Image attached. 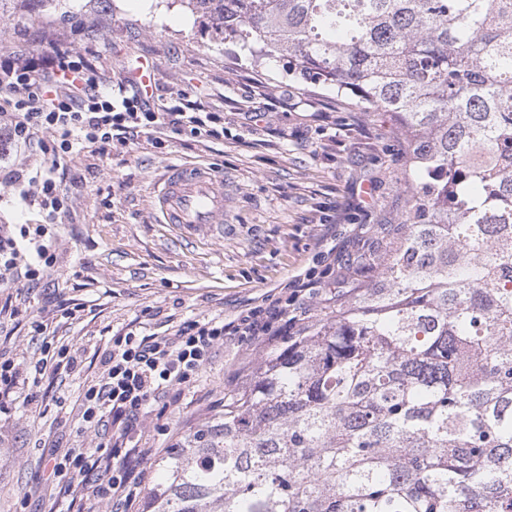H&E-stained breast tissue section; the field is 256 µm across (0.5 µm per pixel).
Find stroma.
<instances>
[{
    "instance_id": "1",
    "label": "stroma",
    "mask_w": 512,
    "mask_h": 512,
    "mask_svg": "<svg viewBox=\"0 0 512 512\" xmlns=\"http://www.w3.org/2000/svg\"><path fill=\"white\" fill-rule=\"evenodd\" d=\"M48 28L93 60L110 85L139 59L151 60L154 94L184 92L223 113L224 137L141 135L121 153L93 148L68 159L73 204L54 229L58 263L49 285L12 299L19 314L0 320V356L20 364L40 358L48 335L82 363L43 380L57 405L18 393L0 418V512H64L44 457L94 444V431L78 426L81 395L101 379L113 336L131 328L165 336L202 317L232 320L273 306L313 268L330 271L306 301L309 319L323 317L336 308L333 279L355 280L356 257L405 210L406 147L393 120L289 75L286 59L254 66L239 46L214 40L180 0H62L36 21L9 12L0 19V59L38 54ZM182 163L223 174V234L155 223L150 186ZM260 356L230 339L216 346L199 382L149 405L141 447L167 453L222 410L225 392Z\"/></svg>"
}]
</instances>
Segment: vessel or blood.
Segmentation results:
<instances>
[{
	"label": "vessel or blood",
	"instance_id": "vessel-or-blood-1",
	"mask_svg": "<svg viewBox=\"0 0 512 512\" xmlns=\"http://www.w3.org/2000/svg\"><path fill=\"white\" fill-rule=\"evenodd\" d=\"M224 178L210 167L172 165L154 183L151 210L157 223L209 232L224 222Z\"/></svg>",
	"mask_w": 512,
	"mask_h": 512
}]
</instances>
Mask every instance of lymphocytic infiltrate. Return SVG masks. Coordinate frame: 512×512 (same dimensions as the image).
Returning a JSON list of instances; mask_svg holds the SVG:
<instances>
[{
	"mask_svg": "<svg viewBox=\"0 0 512 512\" xmlns=\"http://www.w3.org/2000/svg\"><path fill=\"white\" fill-rule=\"evenodd\" d=\"M40 59L16 53L0 65V183L12 187L18 205L38 206L41 224H0V287L28 289L50 278L57 264V240L51 230L71 208L58 170L66 157L96 145L126 146L130 137L160 128L205 140L224 137V117L203 111L187 94L166 103L144 99L134 81L118 88L101 86L96 68L61 40L49 37ZM38 145L36 165L5 166L11 148ZM287 308L250 309L235 321L201 318L184 322L171 335L134 331L113 337L101 359V383L85 389L82 428L111 427L94 447L49 451L45 464L71 502L92 496L110 502L112 512H130L148 474L153 449L136 437L146 407L175 386L198 381L214 347L234 336L249 346L285 336ZM77 355L67 347L25 366L0 361V414L9 413L12 397L27 391L39 397L46 374L74 370Z\"/></svg>",
	"mask_w": 512,
	"mask_h": 512,
	"instance_id": "obj_1",
	"label": "lymphocytic infiltrate"
}]
</instances>
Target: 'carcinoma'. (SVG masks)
Segmentation results:
<instances>
[{"mask_svg":"<svg viewBox=\"0 0 512 512\" xmlns=\"http://www.w3.org/2000/svg\"><path fill=\"white\" fill-rule=\"evenodd\" d=\"M35 20L55 0L15 3ZM405 136L367 281L156 464L145 512H512V0H181Z\"/></svg>","mask_w":512,"mask_h":512,"instance_id":"carcinoma-1","label":"carcinoma"}]
</instances>
